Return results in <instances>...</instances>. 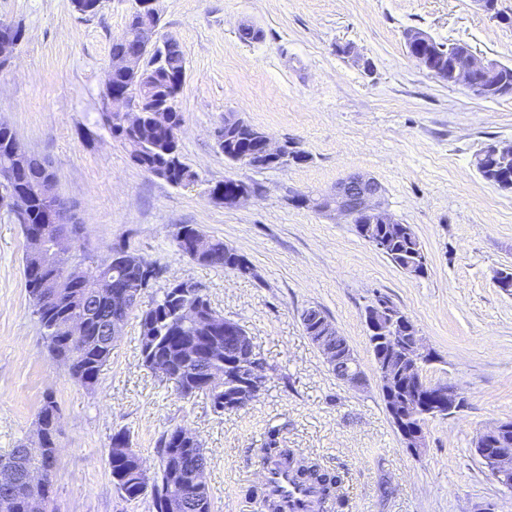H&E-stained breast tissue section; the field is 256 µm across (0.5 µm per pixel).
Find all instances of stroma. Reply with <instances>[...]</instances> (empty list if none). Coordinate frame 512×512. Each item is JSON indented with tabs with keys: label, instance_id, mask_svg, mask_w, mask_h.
<instances>
[{
	"label": "stroma",
	"instance_id": "stroma-1",
	"mask_svg": "<svg viewBox=\"0 0 512 512\" xmlns=\"http://www.w3.org/2000/svg\"><path fill=\"white\" fill-rule=\"evenodd\" d=\"M128 0H104L82 17L71 0H0V22L24 31L12 66L0 71V120L47 159L57 191L83 226L85 252L100 262L125 248L166 272L141 303L174 280L196 282L212 306L240 323L273 372L246 409L224 415L208 398H181L145 368L140 314L131 312L93 388L53 361L31 315L22 275L26 241L0 208V455L35 445L45 395L60 412L58 512H155L150 496L118 493L108 467L112 433L129 430L149 466L167 429L190 428L208 450L214 512H262L260 450L269 430L281 447L342 478L344 512H512V491L483 467L473 441L512 420V295L497 287L512 269V192L485 181L474 156L512 141V97L481 99L411 60L403 31L468 44L512 65V24L473 0H160V36L186 59L178 99L183 162L198 175L176 187L134 165L99 122L111 45L125 30ZM260 39H241L242 25ZM352 45L356 56L340 53ZM236 115L273 141L295 142L304 163L238 168L214 131ZM374 177L388 210L412 225L428 272L403 273L354 225L293 205L352 174ZM257 196L227 207L210 192L226 177ZM194 224L251 262L242 276L178 251V225ZM386 296L420 330L438 359L433 382L456 384L463 409L428 424V446L405 448L376 382L336 378L305 334L304 309L320 308L365 372L373 370L364 310Z\"/></svg>",
	"mask_w": 512,
	"mask_h": 512
}]
</instances>
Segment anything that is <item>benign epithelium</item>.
I'll list each match as a JSON object with an SVG mask.
<instances>
[{
    "label": "benign epithelium",
    "instance_id": "benign-epithelium-1",
    "mask_svg": "<svg viewBox=\"0 0 512 512\" xmlns=\"http://www.w3.org/2000/svg\"><path fill=\"white\" fill-rule=\"evenodd\" d=\"M103 0H72L74 11L83 16L96 14L101 8ZM130 13L150 15L154 19V27L141 32V42L134 53L117 54L112 57L111 73H121L131 82L121 88L112 89L109 98L105 100L104 108L112 112H121L132 118L143 111L144 98L139 93L141 83L138 77L145 73L144 64L160 47L157 39L158 25L160 24L159 0H130ZM14 26L0 24V70L9 68L19 49L20 40L13 35ZM433 38L426 33L412 32L406 39V49L409 57L421 68L430 74H435L433 67L437 53L428 50L423 53L421 47L431 44ZM496 62L480 59L469 47L459 52L449 65L445 80L450 84L463 85L473 95L485 98L491 94L506 97V89L494 83H489L490 76L496 72ZM263 148L265 160L254 162L250 167L258 169L268 165L278 168L288 166V163L300 153L291 143H275L264 132H258ZM481 160L490 159L491 166H482L487 178L502 190H512V181L501 176V171L512 163V141H494L488 143L476 154ZM11 171L0 175V202L9 200L13 214L17 215L26 208L28 195L18 194L13 188L7 186ZM235 189L233 192L215 200L226 206H237L249 200L254 192L251 185L241 179L233 178ZM33 193L46 198L48 208L44 215L46 230L39 234H32L27 239L28 249L37 258H49L61 261L72 254V250L79 241V235L72 231V224L76 223L71 207L68 206L56 192V183L47 180L33 184ZM319 209L329 216H340L349 224L359 225L363 239L375 244L378 238L374 237L375 225L398 224L400 220L390 213L384 206V190L381 184L373 177L352 175L336 184L330 192L316 198ZM84 277L81 267L69 268V277L59 278L51 275L43 279L42 288L57 295L58 290L72 280ZM112 309L119 312L130 303L139 299L138 294L126 289L121 283L112 284ZM212 316L224 323V331L237 332L242 347L238 369H226L212 377L213 384L219 388L235 390L232 406L238 409L248 407L263 392L268 381L267 371L257 363L260 353L256 351L252 337L248 336L240 323L226 318L216 312ZM365 324L369 335L407 336L410 339V373L414 376L417 403L406 412L397 407L389 406V413L393 425L400 435L405 447L418 453L427 447V422L430 419L446 418L459 411L464 400L458 387L447 382H429L424 375L426 366L435 362V352L429 347L425 339L420 336L418 328L402 311L392 307V304L378 295L368 306L365 313ZM336 331L335 325L321 324L317 329L310 330L311 341L320 349L327 364L333 365L338 360L336 349L325 344L329 334ZM506 422L501 421L492 428L480 433L477 454L485 468L493 472L495 480L503 487L512 488V451L498 448L489 451L484 442L505 428ZM59 449H54L48 457L47 469L34 470L26 479L25 488L43 486L49 482L57 471ZM170 487L175 489L176 496L166 502L165 512H181L184 507L183 480L179 472L169 470Z\"/></svg>",
    "mask_w": 512,
    "mask_h": 512
}]
</instances>
